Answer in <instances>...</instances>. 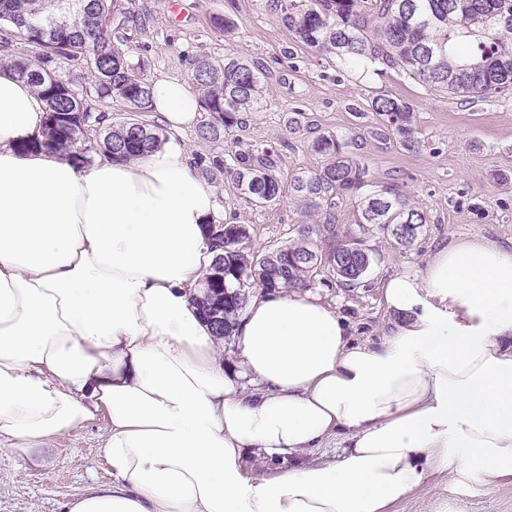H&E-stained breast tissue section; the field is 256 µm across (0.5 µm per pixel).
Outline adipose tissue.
Instances as JSON below:
<instances>
[{
	"mask_svg": "<svg viewBox=\"0 0 512 512\" xmlns=\"http://www.w3.org/2000/svg\"><path fill=\"white\" fill-rule=\"evenodd\" d=\"M152 97L168 130L198 123L185 81ZM44 117L0 66V450L41 461L108 421L112 479L64 512H390L432 472L512 483V247L458 240L390 277L396 319L376 345L315 296L258 293L233 375L194 303L217 200L187 152L79 169L21 150ZM331 437L335 462L309 461ZM253 449L302 462L254 479Z\"/></svg>",
	"mask_w": 512,
	"mask_h": 512,
	"instance_id": "obj_1",
	"label": "adipose tissue"
}]
</instances>
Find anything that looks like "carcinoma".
<instances>
[{
  "mask_svg": "<svg viewBox=\"0 0 512 512\" xmlns=\"http://www.w3.org/2000/svg\"><path fill=\"white\" fill-rule=\"evenodd\" d=\"M267 11L303 43L343 62L369 61L405 73L434 90L485 99L512 96V0H263ZM122 0H0V52L16 41L37 48L31 57L9 59L16 74L46 102L42 135L23 144L24 151L52 150L87 168L96 157L134 160L156 151L162 128L139 120L152 111V85L142 65L129 59L127 42L112 31V15ZM56 18L62 26L46 34L37 24ZM74 62L90 74L79 88L57 68ZM191 80L208 121L198 127L203 140L218 142L224 130L244 123L261 96L262 68L237 57L190 59ZM120 99L129 117L112 123L96 103ZM374 111L387 118V129L401 143L419 146L415 110L402 98L381 96ZM351 141L333 132L318 134L311 148L329 162L290 180L295 205L307 221L288 243L263 254L245 250L249 230L243 224H207L216 256L201 282L196 301L212 322L215 336L233 339L236 318L250 289L309 288L322 272L345 288H358L374 261L372 249L338 233L337 200L357 199L361 224H372L398 245H413L427 213L404 184L371 183L368 167L350 151ZM281 156L272 146L234 151L228 159L200 160L203 175L217 168L229 174L244 201L258 206L279 201Z\"/></svg>",
  "mask_w": 512,
  "mask_h": 512,
  "instance_id": "cac0c4a2",
  "label": "carcinoma"
}]
</instances>
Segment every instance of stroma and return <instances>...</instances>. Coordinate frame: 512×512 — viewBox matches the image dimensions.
<instances>
[{
  "mask_svg": "<svg viewBox=\"0 0 512 512\" xmlns=\"http://www.w3.org/2000/svg\"><path fill=\"white\" fill-rule=\"evenodd\" d=\"M125 5L143 20L141 27H123L130 59L143 61L147 82L189 80L187 60L200 54L216 59L234 54L263 65L258 108L246 114L243 125L226 129L223 141L202 140L193 128L166 135L193 159L258 144L280 149L282 186L276 205L248 204L226 174L209 181L227 221L248 227V249L263 253L285 244L303 222L289 182L297 172L322 166L323 156L310 148L312 133L319 129L356 138L354 152L368 166L373 183H404L427 211L429 224L404 248L378 230H362L354 199L340 200V229L363 236L376 258L363 287L350 290L334 280L314 283L310 291L344 318L353 341H379L392 323L381 290L389 277L421 274L431 256L454 240L512 244L511 97L472 104L376 64L352 65L320 55L296 40L262 0H125ZM224 16L234 23L232 33L215 24ZM381 95L412 104L418 149L407 150L395 135L385 134V117L371 107ZM297 111L304 114L300 125L289 126ZM106 433L107 422L100 416L60 436L46 466L0 453V512H63L71 496L109 483L101 454ZM393 512H512V484L487 487L475 474L462 480L433 473Z\"/></svg>",
  "mask_w": 512,
  "mask_h": 512,
  "instance_id": "stroma-1",
  "label": "stroma"
}]
</instances>
